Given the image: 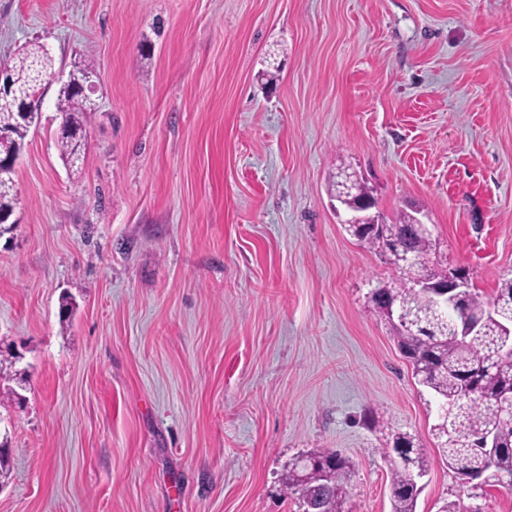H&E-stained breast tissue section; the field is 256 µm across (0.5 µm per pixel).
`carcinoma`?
Listing matches in <instances>:
<instances>
[{"instance_id": "obj_1", "label": "carcinoma", "mask_w": 512, "mask_h": 512, "mask_svg": "<svg viewBox=\"0 0 512 512\" xmlns=\"http://www.w3.org/2000/svg\"><path fill=\"white\" fill-rule=\"evenodd\" d=\"M52 68L53 59L42 47L23 48L11 65L19 93L26 96L34 92L37 78ZM55 109L62 119V127L56 134L60 159L73 167L85 147L87 126L95 114L94 103L80 92L66 88L58 91ZM3 128L11 129V133L0 137V160L14 161L23 152L31 125L16 122V106L12 102L0 101V130ZM13 187L12 183L0 184V214L14 213ZM412 224V214L402 211L392 223L385 225L381 236H364L357 226L347 227V232L362 243L380 248L389 259L396 252L412 256L414 264L403 270L409 281L423 276L435 281L448 278V268L430 260L432 238L417 235ZM396 296L416 321L414 329L398 325L396 331L399 349L412 365L418 382L434 393L438 404L456 409L462 430L478 433L498 424L504 417L501 397L512 391V359L497 352L501 340L499 322L512 320V280L503 282L490 300L474 290L469 292L462 313L472 315L489 306L497 311V320L486 326L483 336L469 344L461 343L454 336L450 328L452 315L411 292L403 283L378 288L370 303L380 312L386 301ZM401 439L410 444L408 455L388 456L392 512H416L421 485L413 482L412 473L427 472V460L423 449L406 433L395 434L392 447H397ZM442 452L453 473L475 472L481 490L501 486L507 477L512 479V445L499 449L489 463L484 461L482 449L469 444L458 448L446 441ZM352 467V462L337 452L312 451L288 463L285 485L301 496L307 494L322 502L324 512H343Z\"/></svg>"}]
</instances>
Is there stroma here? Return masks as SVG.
Returning <instances> with one entry per match:
<instances>
[{
	"mask_svg": "<svg viewBox=\"0 0 512 512\" xmlns=\"http://www.w3.org/2000/svg\"><path fill=\"white\" fill-rule=\"evenodd\" d=\"M31 43L94 64L97 112L66 169L48 86L17 168L0 512H303L281 474L313 450L353 462L344 512H391L396 433L416 512H512L445 464L368 300L401 273L329 189L347 166L384 219L418 207L484 298L512 279V0H0V60ZM405 439L410 444L408 456L396 453L397 443ZM391 450L395 456L387 452L390 465L389 496L392 512H416L417 499L421 491V485L412 480L413 472H427V460L423 449L416 444L413 437L406 433H397L392 438Z\"/></svg>",
	"mask_w": 512,
	"mask_h": 512,
	"instance_id": "obj_1",
	"label": "stroma"
}]
</instances>
